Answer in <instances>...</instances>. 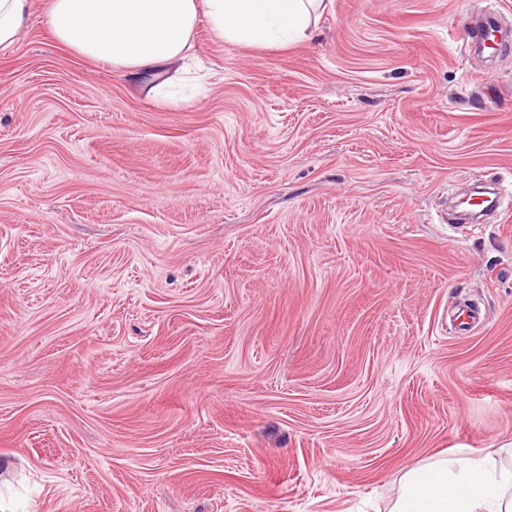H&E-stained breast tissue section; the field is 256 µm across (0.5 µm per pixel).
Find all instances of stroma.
I'll list each match as a JSON object with an SVG mask.
<instances>
[{
  "label": "stroma",
  "mask_w": 512,
  "mask_h": 512,
  "mask_svg": "<svg viewBox=\"0 0 512 512\" xmlns=\"http://www.w3.org/2000/svg\"><path fill=\"white\" fill-rule=\"evenodd\" d=\"M35 3L0 49L9 512H389L431 457L512 466V0H328L282 48L203 16L160 90ZM486 180L499 218L451 227Z\"/></svg>",
  "instance_id": "35a3bbf8"
}]
</instances>
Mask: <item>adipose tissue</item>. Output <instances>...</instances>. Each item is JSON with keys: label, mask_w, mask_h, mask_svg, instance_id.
Segmentation results:
<instances>
[{"label": "adipose tissue", "mask_w": 512, "mask_h": 512, "mask_svg": "<svg viewBox=\"0 0 512 512\" xmlns=\"http://www.w3.org/2000/svg\"><path fill=\"white\" fill-rule=\"evenodd\" d=\"M325 0H46L52 36L82 56L149 78L181 60L199 15L217 38L285 46L309 35ZM389 512H512V468L441 456L403 472Z\"/></svg>", "instance_id": "ef3b65f1"}]
</instances>
